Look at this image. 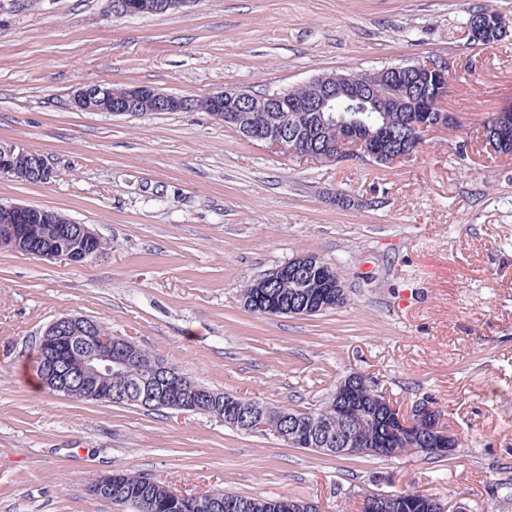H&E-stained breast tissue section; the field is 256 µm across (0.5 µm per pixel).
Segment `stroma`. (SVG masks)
I'll use <instances>...</instances> for the list:
<instances>
[{
  "label": "stroma",
  "mask_w": 512,
  "mask_h": 512,
  "mask_svg": "<svg viewBox=\"0 0 512 512\" xmlns=\"http://www.w3.org/2000/svg\"><path fill=\"white\" fill-rule=\"evenodd\" d=\"M480 8L512 17V0H191L137 17L112 0H0V144L56 172L0 177V203L60 212L108 243L80 264L0 251V512H123L87 491L116 470L319 512L404 490L449 512H512V156L476 141L481 120L512 111V32L472 47L464 21ZM436 55L455 64L448 108L463 126L388 168L286 157L204 112L71 107L92 83L259 94ZM306 253L336 271L344 306L244 308L246 285ZM71 313L275 407H317L361 373L401 408L432 403L462 446L336 458L205 414L33 387L42 332Z\"/></svg>",
  "instance_id": "35a3bbf8"
}]
</instances>
